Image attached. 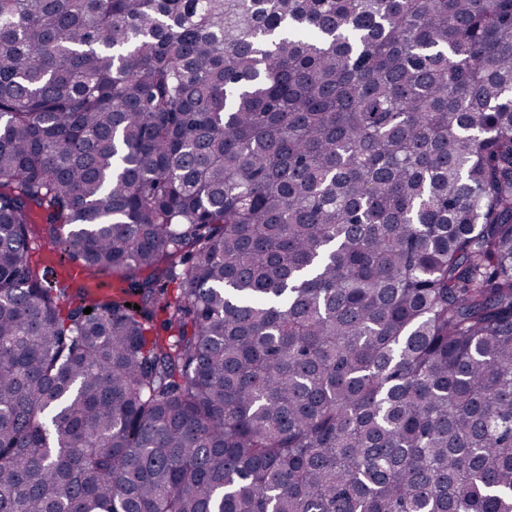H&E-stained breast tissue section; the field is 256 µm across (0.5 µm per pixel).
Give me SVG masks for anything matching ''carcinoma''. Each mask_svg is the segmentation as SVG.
I'll return each instance as SVG.
<instances>
[{"label":"carcinoma","mask_w":512,"mask_h":512,"mask_svg":"<svg viewBox=\"0 0 512 512\" xmlns=\"http://www.w3.org/2000/svg\"><path fill=\"white\" fill-rule=\"evenodd\" d=\"M0 512H512V0H0Z\"/></svg>","instance_id":"obj_1"}]
</instances>
